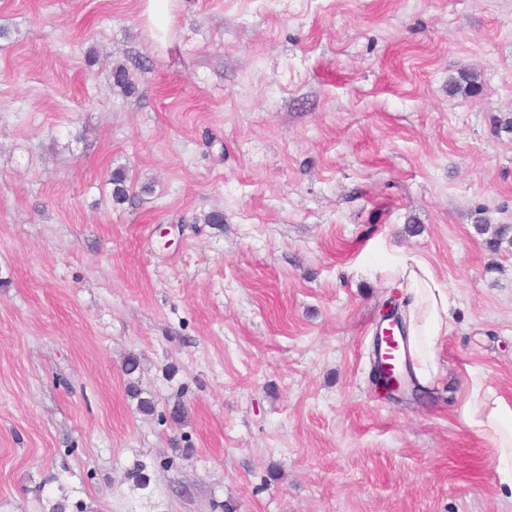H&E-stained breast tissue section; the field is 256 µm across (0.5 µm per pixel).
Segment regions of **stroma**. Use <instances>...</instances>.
Listing matches in <instances>:
<instances>
[{
	"label": "stroma",
	"mask_w": 512,
	"mask_h": 512,
	"mask_svg": "<svg viewBox=\"0 0 512 512\" xmlns=\"http://www.w3.org/2000/svg\"><path fill=\"white\" fill-rule=\"evenodd\" d=\"M144 2L0 0V512H512L458 415L473 374L512 403L479 230L512 225V0H175L163 44ZM404 252L451 331L398 402Z\"/></svg>",
	"instance_id": "1"
}]
</instances>
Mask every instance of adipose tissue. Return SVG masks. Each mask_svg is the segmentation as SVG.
Segmentation results:
<instances>
[{"label":"adipose tissue","instance_id":"1","mask_svg":"<svg viewBox=\"0 0 512 512\" xmlns=\"http://www.w3.org/2000/svg\"><path fill=\"white\" fill-rule=\"evenodd\" d=\"M392 273L407 300L403 322L411 368L418 384L425 388L440 372L436 346L451 329L448 291L431 264L419 255L398 256ZM460 415L473 433L496 449L498 472L512 485V403L474 376Z\"/></svg>","mask_w":512,"mask_h":512}]
</instances>
